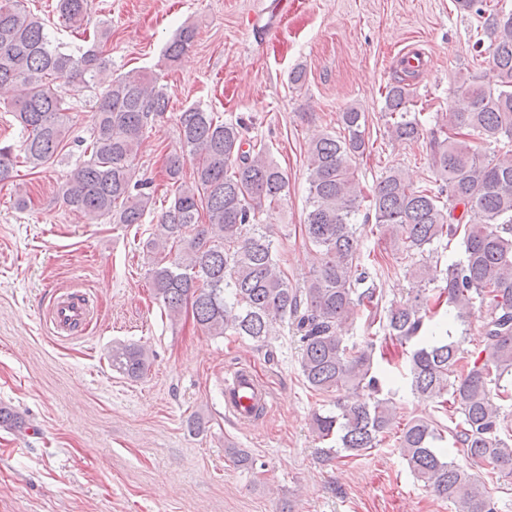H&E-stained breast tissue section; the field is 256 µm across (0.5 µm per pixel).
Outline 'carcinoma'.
Returning <instances> with one entry per match:
<instances>
[{"mask_svg": "<svg viewBox=\"0 0 512 512\" xmlns=\"http://www.w3.org/2000/svg\"><path fill=\"white\" fill-rule=\"evenodd\" d=\"M463 12L485 18L493 83L458 73L460 96L430 132L428 164L440 184L414 186L397 167L388 168L365 195L352 159L365 153L367 116L355 106L340 113L337 134H322L309 148L310 210L304 224L318 263L301 288L288 281L283 259L267 227L266 207L282 204L288 176L262 144L244 138L240 125L199 106L177 116L181 150L167 155L174 187L162 213V233L146 242L154 255V295L172 319L191 310L211 336L230 334L269 345L275 324L290 317L301 333V372L309 388L336 394V410L316 412L312 429L321 441L336 439L328 457H359L378 447L397 423V407L380 397L390 372L375 362L374 337L348 343L342 333L360 321L384 338L411 345V390L439 406H458L452 431L462 465L441 451L444 430L413 419L396 437L398 453L413 476L450 503L454 512H495L473 469L512 477V431L499 402L512 400V150L492 157L483 146L512 142V10L489 0H455ZM59 17L79 28L90 0H57ZM196 37L180 29L159 67L174 66ZM103 28L90 46L68 51L23 0H0V89L13 92L11 106L23 134L19 150L0 147V183L13 178L17 153L31 168L58 154L73 116L62 85L80 80L101 92L94 111L90 156L62 186V203L87 222L142 224L153 206L150 182L135 178L134 159L148 122L168 111L157 78L144 70L112 76L100 51ZM384 111L394 142L420 139L405 79L387 86ZM192 163L190 176L184 175ZM395 254L418 255L415 294L386 302L378 261L362 256L356 215L363 202ZM461 238L463 256L439 271L433 245ZM433 288H428V285ZM480 355L460 364L461 343L475 313ZM461 331L460 337L453 332ZM112 369L140 378L147 354L135 344L112 347ZM362 393L348 400L344 393Z\"/></svg>", "mask_w": 512, "mask_h": 512, "instance_id": "cac0c4a2", "label": "carcinoma"}]
</instances>
